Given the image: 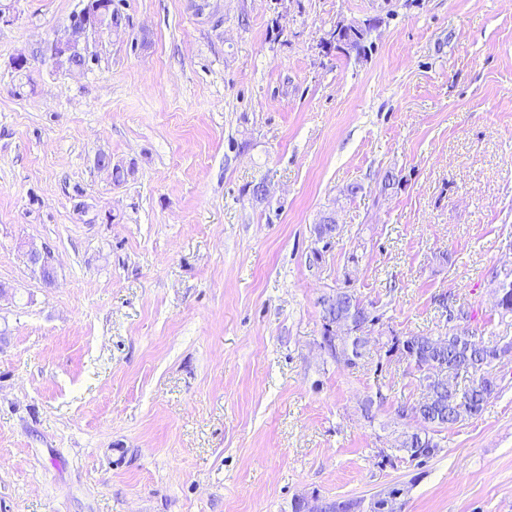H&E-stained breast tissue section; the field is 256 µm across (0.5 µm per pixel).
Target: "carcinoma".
Segmentation results:
<instances>
[{"instance_id":"cac0c4a2","label":"carcinoma","mask_w":512,"mask_h":512,"mask_svg":"<svg viewBox=\"0 0 512 512\" xmlns=\"http://www.w3.org/2000/svg\"><path fill=\"white\" fill-rule=\"evenodd\" d=\"M371 29L368 26L351 28L339 35L334 49L345 54L349 51L358 57H364L370 46L367 45ZM84 65L81 50H73L60 59L57 68L78 71ZM347 298L336 300L329 314L332 320H343L351 329H356L363 322L371 325L378 323L379 317L351 289H346ZM357 333L345 337L343 341L345 359L343 363L354 367L363 357V347L358 344ZM387 353H400L419 373L424 383V396L411 411L420 406L427 409L424 422L419 429L403 435L399 447L408 457L421 465L432 458L438 451L434 434L454 426L466 419L479 415L486 403L496 394V378L487 372L494 361L506 355H512V341L500 344L486 342L466 328L463 332L448 331L433 336L415 334L410 336L392 335L388 337ZM453 370L469 378L463 389H451L439 379V374Z\"/></svg>"}]
</instances>
